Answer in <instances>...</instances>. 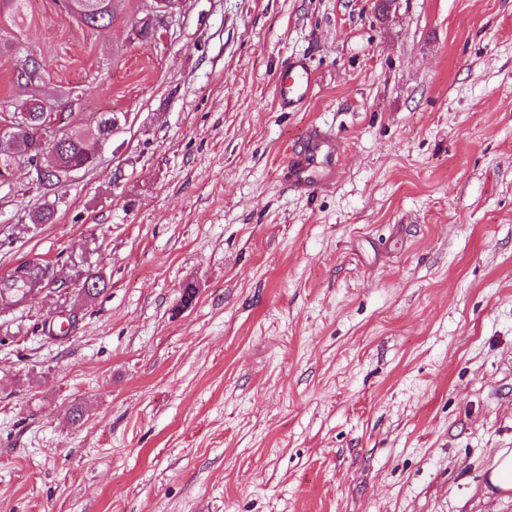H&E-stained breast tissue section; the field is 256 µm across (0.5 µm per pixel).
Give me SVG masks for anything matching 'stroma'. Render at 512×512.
<instances>
[{"label":"stroma","mask_w":512,"mask_h":512,"mask_svg":"<svg viewBox=\"0 0 512 512\" xmlns=\"http://www.w3.org/2000/svg\"><path fill=\"white\" fill-rule=\"evenodd\" d=\"M149 5L0 27L1 116L33 56L119 120L56 194L0 187V277L49 270L0 309V512H512V0H181L144 41ZM314 123L342 167L299 194ZM316 78L307 57L291 55L281 65L274 82L278 110L297 112L315 95ZM488 482L493 489L487 493H496L505 498L512 495V450L498 449L488 467Z\"/></svg>","instance_id":"stroma-1"}]
</instances>
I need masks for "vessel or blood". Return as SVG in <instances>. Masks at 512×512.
I'll use <instances>...</instances> for the list:
<instances>
[{
    "instance_id": "1",
    "label": "vessel or blood",
    "mask_w": 512,
    "mask_h": 512,
    "mask_svg": "<svg viewBox=\"0 0 512 512\" xmlns=\"http://www.w3.org/2000/svg\"><path fill=\"white\" fill-rule=\"evenodd\" d=\"M316 78L307 57L292 55L281 65L274 82L279 111L296 112L314 96ZM342 146L335 135L319 126L311 127L303 148L291 154L283 176L291 190L309 193L332 183L340 166Z\"/></svg>"
}]
</instances>
